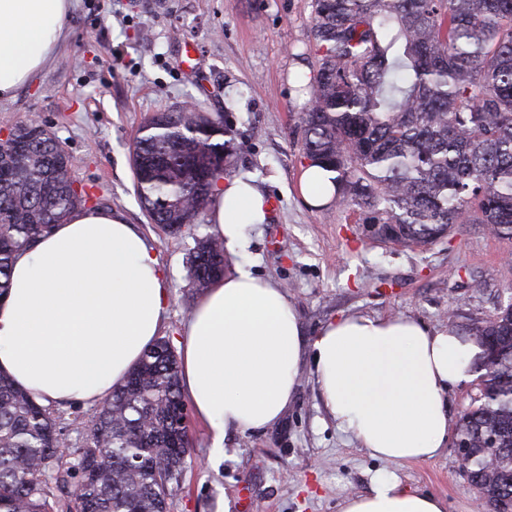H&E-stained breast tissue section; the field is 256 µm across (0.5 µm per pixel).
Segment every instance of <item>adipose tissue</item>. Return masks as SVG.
Instances as JSON below:
<instances>
[{"label":"adipose tissue","instance_id":"obj_1","mask_svg":"<svg viewBox=\"0 0 512 512\" xmlns=\"http://www.w3.org/2000/svg\"><path fill=\"white\" fill-rule=\"evenodd\" d=\"M71 0H0V100L50 64ZM269 205L249 177L219 183L210 220L238 255ZM170 273L154 247L111 211L75 210L35 249L18 254L0 300V372L43 404H96L121 382L167 319ZM324 408L370 456L389 464L437 456L448 438L449 387L470 382L479 342L407 318L342 316L313 339L288 294L235 264L205 289L180 341L184 390L214 455L228 433L278 422L293 400L302 354ZM341 512H446L398 479L374 482Z\"/></svg>","mask_w":512,"mask_h":512}]
</instances>
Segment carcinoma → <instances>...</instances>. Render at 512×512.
Wrapping results in <instances>:
<instances>
[{"instance_id":"cac0c4a2","label":"carcinoma","mask_w":512,"mask_h":512,"mask_svg":"<svg viewBox=\"0 0 512 512\" xmlns=\"http://www.w3.org/2000/svg\"><path fill=\"white\" fill-rule=\"evenodd\" d=\"M316 64L298 74L302 154L334 173L335 205L382 239L422 246L456 224L512 244V0H313ZM14 127L0 147V297L14 255L87 198L58 139ZM232 129L194 106L156 112L132 153L141 203L161 229L196 222L224 177ZM192 285L224 269V240L196 239ZM494 353L457 436L467 478L512 510V306L465 329ZM60 413L0 373V512H168L188 458L175 347L158 338L89 420L61 465ZM498 440L489 466L486 439Z\"/></svg>"}]
</instances>
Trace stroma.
Returning <instances> with one entry per match:
<instances>
[{"instance_id":"35a3bbf8","label":"stroma","mask_w":512,"mask_h":512,"mask_svg":"<svg viewBox=\"0 0 512 512\" xmlns=\"http://www.w3.org/2000/svg\"><path fill=\"white\" fill-rule=\"evenodd\" d=\"M312 0H73L68 36L54 61L0 102V131L30 118L51 127L76 160V185L120 215L170 269L162 335L178 341L199 298L188 258L214 227L193 233L153 224L136 192L131 154L154 112L202 104L233 131L227 177L250 176L270 205L249 233L255 272L283 286L305 338L347 315L408 317L438 329L491 319L512 299V248L479 224H458L424 246L386 243L349 211L309 207L298 183L305 161L291 80L313 60ZM198 45L195 67L184 42ZM283 417L229 434L210 456L207 427L191 418L193 461L169 512H339L343 500L396 476L412 492L442 498L447 512H474L477 492L453 446L401 465L370 457L325 413L309 363Z\"/></svg>"}]
</instances>
